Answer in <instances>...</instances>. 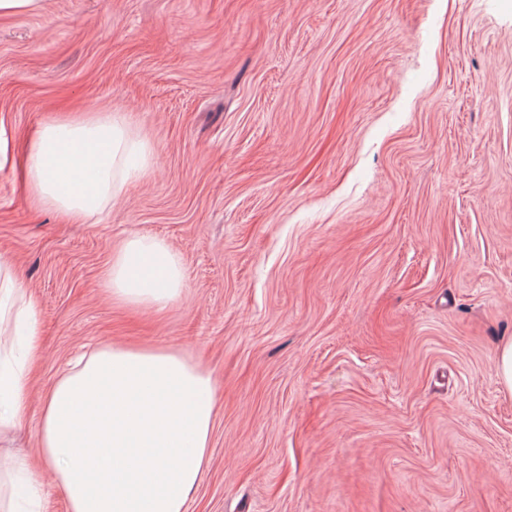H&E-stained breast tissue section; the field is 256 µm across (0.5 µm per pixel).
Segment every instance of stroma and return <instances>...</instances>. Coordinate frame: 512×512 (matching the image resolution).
Segmentation results:
<instances>
[{"instance_id": "35a3bbf8", "label": "stroma", "mask_w": 512, "mask_h": 512, "mask_svg": "<svg viewBox=\"0 0 512 512\" xmlns=\"http://www.w3.org/2000/svg\"><path fill=\"white\" fill-rule=\"evenodd\" d=\"M124 112L157 163L83 224L37 207L27 139ZM183 260L119 307L112 249ZM0 254L45 341L0 468L81 355L143 342L209 372L188 512H512V0H43L0 16ZM185 277L179 255L163 239L145 234L112 251L103 285L124 306L161 312L180 298ZM497 371L501 384L512 394V339L505 341L498 348Z\"/></svg>"}]
</instances>
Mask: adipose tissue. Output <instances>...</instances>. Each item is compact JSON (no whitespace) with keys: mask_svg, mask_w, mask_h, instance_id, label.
I'll use <instances>...</instances> for the list:
<instances>
[{"mask_svg":"<svg viewBox=\"0 0 512 512\" xmlns=\"http://www.w3.org/2000/svg\"><path fill=\"white\" fill-rule=\"evenodd\" d=\"M32 200L78 224L120 200L155 162V148L122 112H57L26 144ZM185 269L163 240L135 235L113 251L103 285L116 302L160 312L183 293ZM12 341L0 351V435L29 407L44 352L36 306L13 267L0 259V324ZM216 406L209 373L181 353L111 344L62 375L39 409L37 461L19 459L0 512H44L30 478L53 469L68 512H186L208 460Z\"/></svg>","mask_w":512,"mask_h":512,"instance_id":"obj_1","label":"adipose tissue"}]
</instances>
